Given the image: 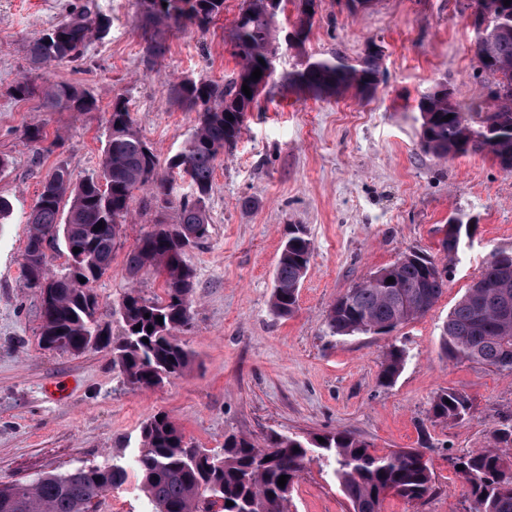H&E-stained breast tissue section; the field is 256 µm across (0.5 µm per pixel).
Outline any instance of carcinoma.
Returning a JSON list of instances; mask_svg holds the SVG:
<instances>
[{
    "instance_id": "cac0c4a2",
    "label": "carcinoma",
    "mask_w": 512,
    "mask_h": 512,
    "mask_svg": "<svg viewBox=\"0 0 512 512\" xmlns=\"http://www.w3.org/2000/svg\"><path fill=\"white\" fill-rule=\"evenodd\" d=\"M484 1L491 6L483 22L494 35L485 41L474 32V50L492 77L487 86L490 94L480 95L464 108L448 101L447 84L438 83L418 101L422 148L440 157H512V5H504V0H469L472 12ZM281 3L243 0L229 36L240 64L235 77L222 84L188 77L174 85L179 102L197 113L181 150L168 160L169 172L188 178V193L176 197L172 178L159 175L156 155L135 130L121 100L112 104L100 174L77 186L71 185L63 168L46 178L26 218L23 269L25 287L39 289L42 296L41 339L47 346L83 353L111 343L109 327L98 318L94 284L112 268L133 192L143 188L150 203L164 211L174 210L175 219L170 224L158 222L139 239L127 255L125 271L131 280L144 270L154 271L162 277L164 296L149 299L134 288L123 296L118 310L123 336L113 350L127 383L139 389L158 387L191 366L192 352L178 339L191 325L197 288L185 254L210 233L206 200L212 191L216 158L236 146L247 112L274 80L275 17ZM140 7L145 58L150 63L163 54L172 30L206 28L224 13V0H140ZM110 26V17L94 10L93 4L74 0L59 23L30 43V62L41 70L59 60L78 61L92 38L104 36ZM257 68L262 75L253 81L251 74ZM382 76V54L367 52L352 61L336 51L327 58L307 60L288 80L299 90L321 93L339 87L363 91L376 86ZM244 84L250 88L249 97L242 92ZM12 92L19 98L38 93L50 110H97L87 90L70 84L45 81L37 85L20 78ZM449 114L452 118L444 120ZM66 197L70 206L63 217L60 205ZM99 222L103 228L96 231ZM467 237L469 225L459 219L449 221L441 241L443 251L456 253ZM56 246L64 248L68 262L51 270L48 250ZM75 247L80 252H73ZM312 251L307 230L289 225L270 300L274 315L295 312ZM390 277L394 278L391 283L387 282ZM447 284L448 270L439 268L434 258L403 253L340 295L327 313L326 326L332 336L387 335L428 313ZM158 316L163 323L156 321ZM138 324L141 328L136 331ZM149 326L153 330H147ZM441 346L450 359L512 373V252L498 251L487 259L478 278L449 312ZM404 362L405 351L389 346L381 365V383L393 384ZM430 414L435 420L462 422L471 416L472 403L460 391L442 389L432 400ZM493 436L492 447L448 458L450 469L467 485L468 512H512V457L500 449L502 444L512 447V417L500 421ZM320 437L324 442H318ZM419 457L417 448L380 454L348 431L308 437L272 432L261 445L232 435L224 440V453L212 454L193 445L164 414L160 420L152 416L141 427L133 462L150 512H211L216 506L221 512H287L291 489L313 459L326 468L351 512H381L389 495L419 502L430 494L432 473ZM282 475L287 482L280 487L277 481ZM127 477L126 464L103 462L44 473L34 484L0 482V512H92L94 501L121 487ZM229 501L233 505H227Z\"/></svg>"
}]
</instances>
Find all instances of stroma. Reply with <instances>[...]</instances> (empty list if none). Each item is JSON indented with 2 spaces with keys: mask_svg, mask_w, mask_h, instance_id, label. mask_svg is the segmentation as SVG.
Listing matches in <instances>:
<instances>
[{
  "mask_svg": "<svg viewBox=\"0 0 512 512\" xmlns=\"http://www.w3.org/2000/svg\"><path fill=\"white\" fill-rule=\"evenodd\" d=\"M68 0H0V197L13 210L0 221V481L26 482L106 459L130 462L143 422L170 416L202 448L222 450L231 435L262 442L270 431L310 436L349 431L378 451L425 447L435 490L420 503L388 496L382 512H465L467 488L449 456L484 448L512 415V374L456 361L440 348L443 323L490 254L512 251V172L490 157L440 158L420 147V96L446 81L455 101L479 96L489 80L473 50L467 0H374L347 10L320 0L304 45H280L275 84L249 112L236 147L214 163L206 202L208 238L189 250L198 288L182 342L190 370L152 390L124 380L111 348L75 354L40 339V292L24 285L25 217L45 178L65 168L73 184L95 176L113 101L126 102L135 128L167 164L190 131L194 113L171 98L185 77L225 82L239 71L229 32L242 0H224L207 31H172L154 65L143 58L137 0H95L109 33L92 39L83 59L32 70L28 45L62 20ZM383 50L385 76L370 97L345 88L315 95L285 89L290 73L332 51L356 59L369 43ZM29 77L88 90L94 112L48 111L37 96L16 98ZM43 125L60 146L32 145L23 130ZM135 191L111 270L94 285L99 319L120 338L116 309L129 288L162 292L150 271L131 280L125 260L153 224L171 220ZM472 224L458 253L445 254L441 228L451 216ZM307 228L312 257L296 312L270 309L274 270L288 227ZM433 256L448 269V288L425 316L387 335H330L325 317L336 298L401 253ZM406 352L397 381L379 379L389 344ZM67 387L63 397L51 386ZM473 402L462 422L429 414L440 390ZM136 474L99 497L95 512H148ZM288 512H349L318 461L296 480Z\"/></svg>",
  "mask_w": 512,
  "mask_h": 512,
  "instance_id": "1",
  "label": "stroma"
}]
</instances>
